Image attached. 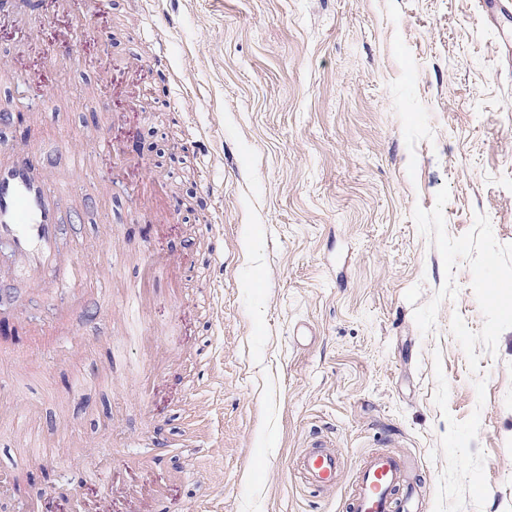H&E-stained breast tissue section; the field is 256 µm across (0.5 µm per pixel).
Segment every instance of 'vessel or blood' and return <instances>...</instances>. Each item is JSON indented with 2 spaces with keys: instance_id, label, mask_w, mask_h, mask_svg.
Here are the masks:
<instances>
[{
  "instance_id": "obj_1",
  "label": "vessel or blood",
  "mask_w": 512,
  "mask_h": 512,
  "mask_svg": "<svg viewBox=\"0 0 512 512\" xmlns=\"http://www.w3.org/2000/svg\"><path fill=\"white\" fill-rule=\"evenodd\" d=\"M46 155L34 144L16 142L0 147V242L10 245L0 261L1 278L43 281L48 270L60 275L59 285L69 303L58 307L51 323L35 326L31 334L45 347H65L77 352L71 306L80 302L85 285H95L102 304L112 302V270H91L78 250L61 248L57 226L66 177L51 174ZM303 485L334 490L341 459L325 436H315L310 447L296 454L290 465ZM408 469L390 451L373 449L363 454L345 512H413L414 498Z\"/></svg>"
}]
</instances>
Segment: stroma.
<instances>
[{
  "label": "stroma",
  "mask_w": 512,
  "mask_h": 512,
  "mask_svg": "<svg viewBox=\"0 0 512 512\" xmlns=\"http://www.w3.org/2000/svg\"><path fill=\"white\" fill-rule=\"evenodd\" d=\"M480 2L99 0L67 68L46 52L84 0L37 45L17 20L40 5L0 9L6 137L64 172L104 110L141 159L72 178L62 246L129 285L128 248L170 263L149 285L161 364L90 295L74 356L0 321L19 355L0 360V512H344L375 448L413 463L423 512H512V11ZM35 89L53 100L29 131ZM154 172L160 221L133 222ZM105 181L117 198L72 221ZM0 290L32 323L61 300L52 273ZM317 433L342 459L331 492L289 472Z\"/></svg>",
  "instance_id": "stroma-1"
}]
</instances>
